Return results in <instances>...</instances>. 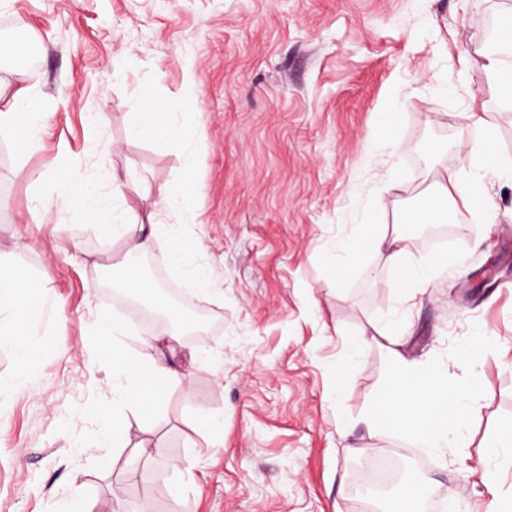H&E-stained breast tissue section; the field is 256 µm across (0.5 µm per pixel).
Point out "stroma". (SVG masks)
Instances as JSON below:
<instances>
[{"instance_id": "obj_1", "label": "stroma", "mask_w": 512, "mask_h": 512, "mask_svg": "<svg viewBox=\"0 0 512 512\" xmlns=\"http://www.w3.org/2000/svg\"><path fill=\"white\" fill-rule=\"evenodd\" d=\"M509 13L512 0H0V37L24 20L35 54L0 63L10 89L53 105L35 147L0 128V265L47 298L26 366L0 343V512H66L78 495L118 512H140L137 495L162 512H365L357 478L385 452L401 483L432 489L429 512H485L481 462L512 426V179L484 170L490 216L444 248L416 249L420 227L403 214L437 173H474L484 133L512 160V106L481 56ZM146 107L183 135L132 136ZM427 144L444 157L427 159ZM71 172L105 209L164 224L150 279L206 305L219 322L206 347L141 330L123 288H97L138 257L57 207ZM182 181L193 190L172 208L145 193ZM377 208L380 236L441 267L413 297L384 253L349 247ZM187 240L195 249L173 265ZM331 251L348 270L339 287ZM200 267L216 289L195 286ZM99 312L124 335H101ZM150 335L186 381L138 409L112 356L136 364ZM471 344L483 347L473 368ZM399 356L471 381L468 448L441 460L363 425ZM21 368L26 389L13 385ZM201 418L222 427L194 430Z\"/></svg>"}]
</instances>
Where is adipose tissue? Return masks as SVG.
I'll list each match as a JSON object with an SVG mask.
<instances>
[{"mask_svg":"<svg viewBox=\"0 0 512 512\" xmlns=\"http://www.w3.org/2000/svg\"><path fill=\"white\" fill-rule=\"evenodd\" d=\"M483 70L504 101H512V24L497 27L494 39L483 53ZM48 117V106L40 98L19 90L10 100L0 101V126L12 129L28 145H35L36 133ZM81 205L89 220L104 238L123 234L128 252L150 249L160 227L143 223L134 212L127 211L119 219L101 208L92 186L82 177L64 180L58 196V205L67 208ZM478 190L458 191L452 206H443L431 200L414 212V224H444L449 209L477 212L481 209ZM380 217L372 211L364 233L356 239L353 249L365 252L385 249L389 260L399 266L400 288L409 291L414 285L432 281L437 275L434 264L413 257L396 242H384L374 229ZM45 308V296L31 282L14 271L0 269V333L9 338V344L19 365H26L34 350L26 340L27 327L38 321ZM112 369L116 376L126 378L127 393L138 406L158 402L161 389L167 385L182 384L184 376L170 362L144 352L136 366L124 359L114 358ZM470 383L449 386L447 374H428L419 363L399 360L392 385L387 394L364 417L366 425L374 430H388L415 441L420 447L435 454H444L448 448L460 446L467 432L473 411L467 400L472 395Z\"/></svg>","mask_w":512,"mask_h":512,"instance_id":"1","label":"adipose tissue"}]
</instances>
